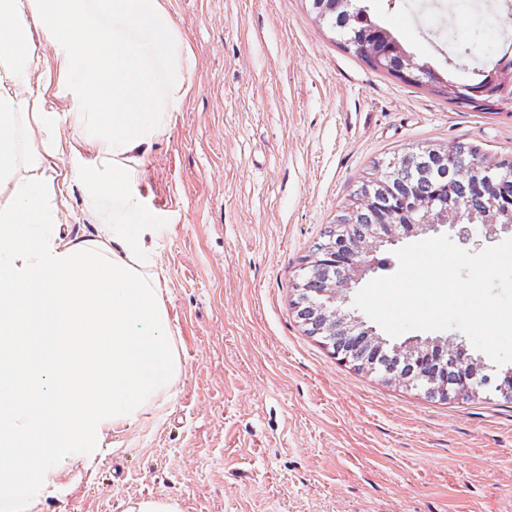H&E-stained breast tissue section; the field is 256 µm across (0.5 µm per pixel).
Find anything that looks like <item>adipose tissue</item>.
<instances>
[{
    "label": "adipose tissue",
    "instance_id": "obj_1",
    "mask_svg": "<svg viewBox=\"0 0 512 512\" xmlns=\"http://www.w3.org/2000/svg\"><path fill=\"white\" fill-rule=\"evenodd\" d=\"M36 28L87 147L70 172L106 220L62 235L43 153L57 124L40 97L0 96V512H34L62 458L93 461L181 372L134 186L196 63L160 0H0V89L29 88ZM22 126L39 137L24 151Z\"/></svg>",
    "mask_w": 512,
    "mask_h": 512
}]
</instances>
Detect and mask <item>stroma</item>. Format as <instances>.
<instances>
[{
	"instance_id": "obj_1",
	"label": "stroma",
	"mask_w": 512,
	"mask_h": 512,
	"mask_svg": "<svg viewBox=\"0 0 512 512\" xmlns=\"http://www.w3.org/2000/svg\"><path fill=\"white\" fill-rule=\"evenodd\" d=\"M196 59L180 112L156 136L137 190L181 374L93 462L73 457L37 512H124L147 496L182 512H512V403L425 397L340 360L295 316L304 258L376 162L465 142L512 155V115L454 107L336 44L308 0H161ZM418 61L448 70L449 35L492 58L501 28L466 0H357ZM32 78L58 121L56 221L94 233L69 174L81 139L36 39Z\"/></svg>"
}]
</instances>
